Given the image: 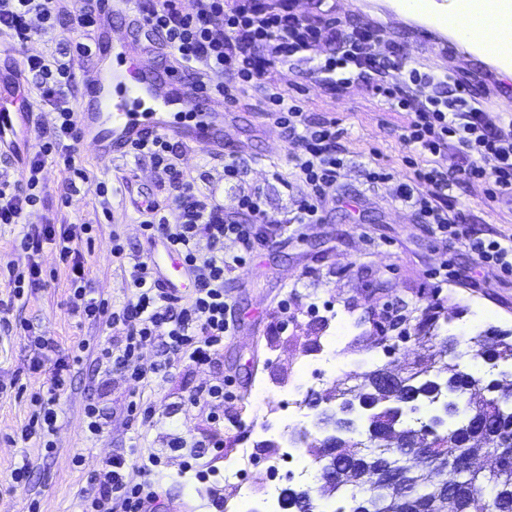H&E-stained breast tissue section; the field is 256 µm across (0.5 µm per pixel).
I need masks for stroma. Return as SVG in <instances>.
Listing matches in <instances>:
<instances>
[{"instance_id":"stroma-1","label":"stroma","mask_w":512,"mask_h":512,"mask_svg":"<svg viewBox=\"0 0 512 512\" xmlns=\"http://www.w3.org/2000/svg\"><path fill=\"white\" fill-rule=\"evenodd\" d=\"M438 13L433 24L407 20L389 0H293L305 17L332 19L344 26L371 22L408 66L448 72L473 91L491 125L512 122V79L439 30L457 14V0H433ZM326 49L311 59L274 66L268 79L286 97L297 101L312 121L336 120L342 131L336 141L343 160L339 186L322 205L316 224H296L295 215L306 188L291 160L296 147L267 112L262 94L245 92L234 111L233 130L240 166L237 180L225 181L224 158L205 145L178 146L180 166L199 192L220 206L225 218L244 221L237 207L241 191L260 189L269 215L283 220L282 229L269 232L245 268L224 279L228 296L226 317L232 327L224 347L211 364L197 367L162 347L144 345L142 362L167 359L166 376L143 383L123 374L96 373L92 354H85L71 386L61 395L52 450L25 441L29 397L46 392L43 372L32 370L31 340L54 338L60 356L79 342L105 341L102 322L78 323L70 312L68 271L51 249H44L43 279L18 302L11 317L27 322L28 332L0 340V512H80V500L95 470L109 456L126 457L133 481H141L142 459L155 454L163 465L152 476L160 498L153 512H237L233 486L224 482V466L241 452L267 460L274 449L264 439L287 446L291 431L283 429L285 415L274 396L288 394L304 402L335 384H361L364 373L393 365L403 369L417 359L421 348L410 331L428 306L448 311L447 328L456 334L460 351L476 336L488 341L512 332V274L488 267L475 272L471 259L420 223L414 210L397 196L400 183L412 181L415 166L441 165L449 170L465 166V158L448 148L442 155H410L400 134L405 113L374 96L362 82L329 86L319 82L313 67L323 62ZM75 160L89 177L91 191L62 206L67 173L46 165L41 177L44 200L26 211L22 224H0V259L27 263L20 250L23 224H95L99 230L79 249L89 271L93 297L119 309L133 301L128 286L129 259L147 252L141 233L137 199L163 198L164 190L148 164L120 155L98 161L91 148L78 145ZM391 173L385 183L367 178L370 168ZM106 183L107 197L94 184ZM449 209L463 212L468 226L484 237L512 236V196L495 198L482 183H451ZM120 235L127 260L112 255V237ZM451 268L439 279L440 268ZM339 319H332V312ZM344 336L325 377L312 379L310 364L321 358L336 329ZM232 380L235 398L218 407L192 405L191 397L215 380ZM140 395L154 406L156 423L141 425L128 403ZM100 408L108 421L105 431L90 438L88 406ZM183 437L187 449L170 448L173 436ZM223 440L221 453L207 446ZM29 465L27 483L12 480L14 469Z\"/></svg>"}]
</instances>
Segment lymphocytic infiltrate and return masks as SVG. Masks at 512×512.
<instances>
[{"instance_id": "obj_1", "label": "lymphocytic infiltrate", "mask_w": 512, "mask_h": 512, "mask_svg": "<svg viewBox=\"0 0 512 512\" xmlns=\"http://www.w3.org/2000/svg\"><path fill=\"white\" fill-rule=\"evenodd\" d=\"M64 15L72 29L83 34L91 30V11L75 5L63 8L60 0H0V35L23 46L34 35L56 32ZM35 18L41 21V28L32 27ZM145 18L148 27L164 35L167 46L184 65L198 63L209 72L225 75V82L212 87L225 103L236 104L250 87L263 91L269 111L297 147L294 167L308 188L296 216L300 224L318 222L320 202L338 181L342 161L336 155V141L340 131L331 121L309 129L300 105L265 85L264 77L272 65L321 44H335V51L318 64V72L330 76L350 70L354 79L366 82L374 94L405 112L408 121L401 139L406 148L437 156L453 147L469 160L467 167L452 174L440 166L418 168L414 182L400 184V199L415 208L422 223L431 225L442 240L465 249L474 268L494 264L512 271V238L502 242L480 237L465 225L461 213L449 212L443 201L452 176L485 183L492 197L512 194V131L493 129L466 86L449 84L447 76L420 72L406 67L397 55L384 54L380 50L382 35L373 24L349 31L336 22L317 25L295 13L290 0H278L274 5L269 0H236L230 8L224 0H198L192 14L182 12L177 0H156ZM23 66L41 102L51 106L58 117L51 135L40 140L29 156L22 180L12 182L0 173V224L19 223L26 208L37 203L46 163L63 166L68 172L71 194H79L88 182L74 159L79 136L69 101L70 62L52 54L30 55ZM130 152L137 161L149 163L167 185L164 199L143 209L141 228L147 241H165L193 275L190 304L178 306L176 298L161 287L149 257L140 256L129 273L136 302L109 310L107 302L89 296L88 273L77 248L78 240L91 232V225L30 224L24 226L20 242L28 258L26 270L11 262L0 264V275H7L12 289L9 299L0 298V331L23 329V322H11L9 315L15 301L23 298L25 284L39 282L42 267L38 257L44 246H52L70 270L71 313L85 320L104 321L118 333L115 344L97 346L98 369L107 375L118 370L140 382L166 369L162 361L142 362L139 351L145 344L161 345L199 367L207 365L223 346L230 331L224 317L228 306L224 277L253 258L265 240L263 226L271 218L261 193L251 190L238 198L239 210L251 216V223L226 220L219 207L184 176L170 139L150 136ZM421 183L433 187V196L418 193ZM228 240L236 244L235 252L225 251ZM36 345L31 366L47 372L49 387L46 394L31 399L34 409L21 431L25 441L44 440L53 434L58 395L70 386L75 366L83 362L82 355L75 352L68 360L51 361L50 353L58 348L54 339L40 336ZM161 465L160 458L149 457L143 466L147 479L136 483L126 473L125 458L110 457L92 476L91 487L81 500V512H113L117 506L122 512H142L145 503L158 497L148 476Z\"/></svg>"}]
</instances>
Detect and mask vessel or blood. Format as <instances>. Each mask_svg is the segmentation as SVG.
I'll return each instance as SVG.
<instances>
[{
	"label": "vessel or blood",
	"instance_id": "b4317fda",
	"mask_svg": "<svg viewBox=\"0 0 512 512\" xmlns=\"http://www.w3.org/2000/svg\"><path fill=\"white\" fill-rule=\"evenodd\" d=\"M114 17L133 27L143 23L134 0H100L83 69L85 90L75 114L80 138L104 158L125 154L150 134L187 146L203 143L213 151L232 148L233 136L224 120L229 106L223 96L177 66L158 67L148 53L114 35ZM149 258L162 287L180 293L176 275L184 267L176 254L165 246L151 251Z\"/></svg>",
	"mask_w": 512,
	"mask_h": 512
}]
</instances>
